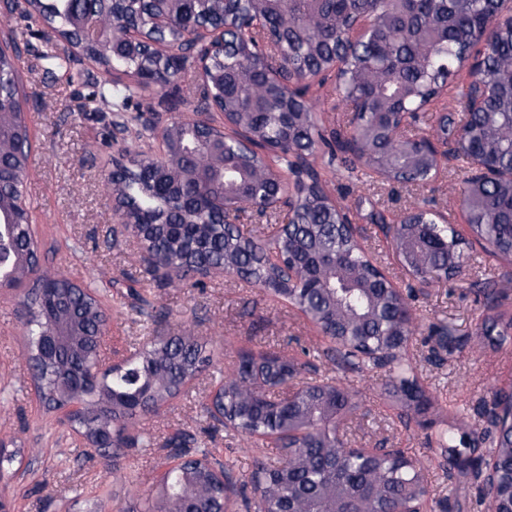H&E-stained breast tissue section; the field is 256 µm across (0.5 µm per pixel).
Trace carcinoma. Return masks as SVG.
Masks as SVG:
<instances>
[{
	"label": "carcinoma",
	"instance_id": "1",
	"mask_svg": "<svg viewBox=\"0 0 512 512\" xmlns=\"http://www.w3.org/2000/svg\"><path fill=\"white\" fill-rule=\"evenodd\" d=\"M98 0H25L20 16L39 19L68 45H76ZM499 0H126L123 19L138 26L147 42L130 43L118 53L112 43L84 46L87 58L102 66L99 103L116 109L117 117L136 88L112 80L122 73L140 78L168 71L166 55L185 47L183 21L224 22L225 50L210 57L208 90L224 104L252 137L249 151L228 138L201 140L194 118H180L165 130V153L144 157L110 173L113 191L127 213V228L141 236L151 255L144 271L151 279L185 277L206 269L235 274L251 286L271 291L298 306L316 324L334 333L346 366L361 370L371 356L385 354L397 371L389 396L406 410L433 425L440 414L438 398L417 383L405 354H391L407 341L414 314L397 289L380 274L358 240L338 227L339 212L326 202L314 182H295L291 218L278 230L279 216L267 219L268 234L254 235L239 224H226L223 208L243 212L247 205L263 208L285 190L283 172L266 163L258 149H281L287 156L300 151L313 156L323 136L304 96L291 91L268 70L317 75L337 68L343 101L356 109L349 137L358 143L357 159L372 173L390 180L425 184L436 172L416 134L390 136L397 114L417 118L449 79L464 67L471 50L484 46V65L474 74L486 89L482 109L460 119L437 120L438 139L466 131L467 145L456 151L464 177L460 201L476 241L503 260L512 259V181H486L473 186L469 146L503 168L512 166V16L492 24ZM273 21L282 40L278 62L263 67L252 58L258 33L248 20ZM371 16L376 23L356 42L347 32ZM266 85L263 96L252 87ZM201 145L209 158L204 168L191 165L186 150ZM28 129L18 99L16 55L0 53V216L8 219L0 231V254L6 262L5 285L16 288L31 279L38 265V247L31 232V214L24 199L29 161ZM394 249L409 272L421 282H438L458 274L466 263L455 228L421 208L410 211L394 234ZM279 255L296 268L298 279L288 284L269 255ZM494 291L486 292L487 312L479 317L481 342L495 348L512 341V319L493 313ZM25 303L34 311L25 326L32 354L45 336L61 333L68 341L56 357L38 359L37 388L50 409L80 405L71 429L88 442L107 436L117 447L143 443L127 434L130 426L155 412L167 399L198 376L211 358L198 340L178 336H149L125 363L100 375L99 351L92 336L106 323L95 290L68 279L33 285ZM237 376L224 377L218 402L226 428L249 436H277L279 455L257 460L249 482L257 496L244 500L257 512H399L409 501L421 502L429 493L428 473L399 450L364 454L344 447L340 429L357 411L349 387L335 382L307 385L294 391L290 406L275 403L296 375L285 355L243 353ZM80 378L83 386L69 383ZM488 417L495 429L490 456L497 473L489 512H512V404L496 393ZM480 438L463 424L438 431L436 444L448 465L479 480L487 458L479 454ZM232 468L224 466V483L208 468V454L180 471L165 475L154 503L146 512H187L191 503L219 507L237 494Z\"/></svg>",
	"mask_w": 512,
	"mask_h": 512
}]
</instances>
